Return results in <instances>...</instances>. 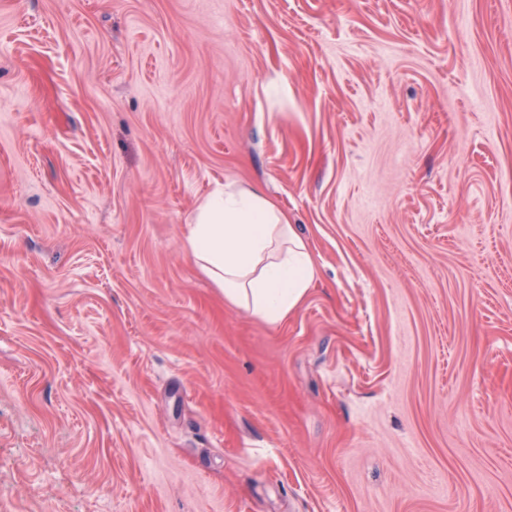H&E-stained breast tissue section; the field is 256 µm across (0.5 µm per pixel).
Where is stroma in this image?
Instances as JSON below:
<instances>
[{"label": "stroma", "instance_id": "35a3bbf8", "mask_svg": "<svg viewBox=\"0 0 512 512\" xmlns=\"http://www.w3.org/2000/svg\"><path fill=\"white\" fill-rule=\"evenodd\" d=\"M0 512H512V0H0ZM184 247L224 299L270 324L300 305L315 275L305 240L254 187L218 186L187 224Z\"/></svg>", "mask_w": 512, "mask_h": 512}]
</instances>
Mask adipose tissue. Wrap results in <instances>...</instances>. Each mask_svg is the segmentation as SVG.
Listing matches in <instances>:
<instances>
[{
    "label": "adipose tissue",
    "instance_id": "ef3b65f1",
    "mask_svg": "<svg viewBox=\"0 0 512 512\" xmlns=\"http://www.w3.org/2000/svg\"><path fill=\"white\" fill-rule=\"evenodd\" d=\"M184 247L226 300L270 324L300 305L315 275L305 240L254 187L218 186L198 205Z\"/></svg>",
    "mask_w": 512,
    "mask_h": 512
}]
</instances>
